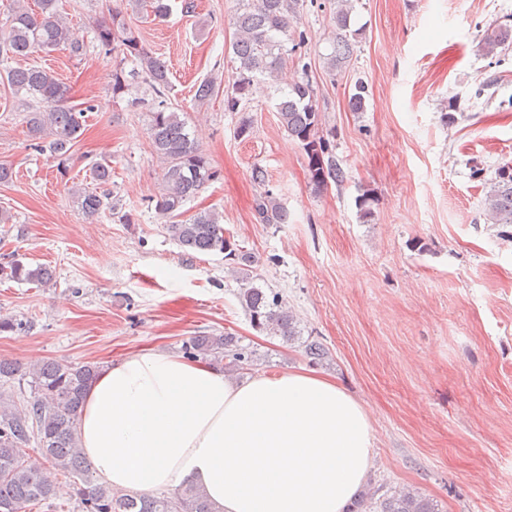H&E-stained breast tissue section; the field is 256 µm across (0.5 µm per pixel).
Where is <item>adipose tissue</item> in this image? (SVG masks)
<instances>
[{
    "label": "adipose tissue",
    "mask_w": 512,
    "mask_h": 512,
    "mask_svg": "<svg viewBox=\"0 0 512 512\" xmlns=\"http://www.w3.org/2000/svg\"><path fill=\"white\" fill-rule=\"evenodd\" d=\"M77 434L112 488L190 482L219 512H345L373 447L365 405L330 377L240 380L151 349L102 369Z\"/></svg>",
    "instance_id": "ef3b65f1"
}]
</instances>
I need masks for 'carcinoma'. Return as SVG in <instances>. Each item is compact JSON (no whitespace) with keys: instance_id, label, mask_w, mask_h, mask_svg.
Wrapping results in <instances>:
<instances>
[{"instance_id":"cac0c4a2","label":"carcinoma","mask_w":512,"mask_h":512,"mask_svg":"<svg viewBox=\"0 0 512 512\" xmlns=\"http://www.w3.org/2000/svg\"><path fill=\"white\" fill-rule=\"evenodd\" d=\"M59 0H11L4 25L0 27V79L15 94L26 95L38 103L29 111L27 127L36 148L49 150L59 162L70 157L83 129L84 108L67 105L68 89L54 72L35 66H11L40 51L69 52L73 57L84 54V43L66 22ZM233 17L235 28L231 43L235 72L224 95V111L237 112L249 100L254 81L260 76L275 78L288 62L286 44L297 49L307 36L295 28L298 0H237ZM353 0H336L334 23L336 36L333 50L326 58L327 68L335 71L351 60L356 39L362 34L351 29ZM109 21L97 25L95 40L106 53L120 55L112 69V95L129 92L137 80L145 81L155 93L148 104V136L152 152L164 164L163 188L149 199L156 214L167 222L166 230L184 252L218 251L236 255L237 244L224 233L221 215L213 209H201L188 219H181L183 206L215 178L208 158L187 131L176 107L166 98L170 88L165 64L141 41L122 12L107 8ZM132 64L126 69V64ZM280 123L288 136L303 151L308 161L310 182L317 189L332 183L342 184L347 175L336 161L318 106L312 81L305 78L288 85V92L276 104ZM91 179L105 187L112 180V167L95 162ZM81 210L89 217L110 207V192L74 190ZM373 193L364 190L356 198L359 218L367 223L374 211ZM489 221L512 226V167L497 169L486 199ZM260 224H286L288 212L266 191L255 204ZM47 286L52 272L45 267L29 268L19 260L0 267V276ZM247 281L239 299L252 326L269 336L287 342L299 339L297 322L279 296H267L263 288ZM306 357L314 364L328 358V348L318 339L303 342ZM187 358L219 365L227 373H239L252 365V353L234 336H194L185 345ZM100 366L94 362L65 364L46 360L28 371L8 360H0V382L30 378L33 397L25 405L14 402L0 392V512H29L56 494L55 476L72 477V496L80 512H214L204 492L187 484L172 496L118 494L96 478L91 462L79 447L77 420L87 391L96 379ZM37 439L39 454L31 459L22 448ZM347 512H437L429 499L410 490L379 494L372 487L363 491Z\"/></svg>"}]
</instances>
